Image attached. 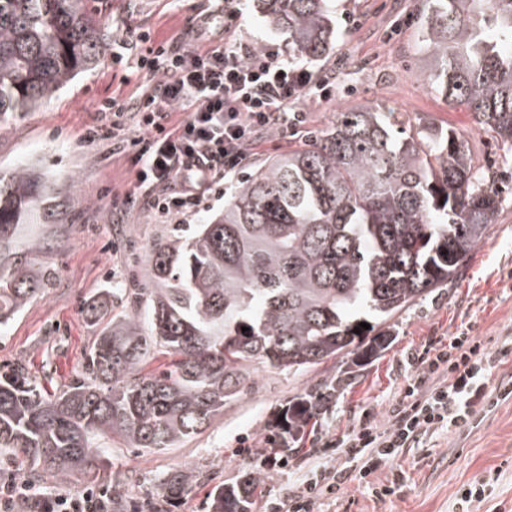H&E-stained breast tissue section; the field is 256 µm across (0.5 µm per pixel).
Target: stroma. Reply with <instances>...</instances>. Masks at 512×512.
<instances>
[{
  "label": "stroma",
  "mask_w": 512,
  "mask_h": 512,
  "mask_svg": "<svg viewBox=\"0 0 512 512\" xmlns=\"http://www.w3.org/2000/svg\"><path fill=\"white\" fill-rule=\"evenodd\" d=\"M93 4L113 40L135 39L147 28L159 40L174 36L188 18L209 7L208 0ZM418 6V0H332V49L311 68L334 69L335 85L327 96H303L294 106L302 122L263 135L248 159L257 162L303 148L343 111L381 105L401 113L407 124L424 118L465 136L477 165L494 174L501 205L486 235L445 286L392 319L389 348L366 366L343 373L331 361L289 375L260 365L251 388L225 406L203 433L176 447L148 451L117 437L100 439L112 475L123 485L127 512H146L152 502L163 504L166 512H211L215 485L238 484L256 468L263 493L255 497L251 512H265L268 498L285 495L292 477L279 468H261L270 453L264 439L278 432L298 397L328 381L336 386L316 417L317 432L304 436L300 451L292 454L295 466L322 454L326 440L348 434L365 411L384 418L414 372L411 355L430 343L465 332L494 351L512 336V147L481 131L469 110L448 102L424 81L429 54L421 40ZM394 25L400 28L395 36L390 33ZM236 34L247 44L288 54L286 37L269 28L258 0H241ZM143 82V76L107 58L42 106L0 116V166L39 164L64 190L58 223L34 228L61 242L43 257L51 278L40 297L0 327V374L22 358L48 391L75 379L97 334L87 315L88 300L115 288L142 287L141 269L156 243L190 236L195 225L211 222L224 209L223 201L214 200L183 223L164 224L139 203L122 211L113 208V195H140L137 168L128 155L113 152L111 142L89 144L82 135L102 100L129 103ZM178 469L191 472L192 481L172 498L165 480ZM398 469L403 487L391 499L378 500L371 489L351 482L341 498L322 504V512H459L461 490L481 480L487 487L479 512H512V398L476 427L443 432L424 447L405 449Z\"/></svg>",
  "instance_id": "stroma-1"
}]
</instances>
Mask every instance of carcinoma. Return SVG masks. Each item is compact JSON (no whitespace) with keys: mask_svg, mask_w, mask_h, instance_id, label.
I'll return each mask as SVG.
<instances>
[{"mask_svg":"<svg viewBox=\"0 0 512 512\" xmlns=\"http://www.w3.org/2000/svg\"><path fill=\"white\" fill-rule=\"evenodd\" d=\"M425 2L424 80L512 145V0ZM260 4L268 25L288 34V60L329 53L330 0ZM106 47L88 0H0V116L37 108L100 66ZM55 192L26 165L0 169V324L49 280L35 256L51 240L30 235L28 224L35 215L54 223ZM499 204L455 130H414L378 107L339 112L308 147L249 172L212 223L153 248L145 271L153 287L128 291L145 317L110 321L81 378L50 395L22 362L0 377V453L34 481L106 485L119 512L122 486L96 439L173 448L238 399L258 364L293 374L330 360L363 366L388 345L381 327L457 272ZM159 356L168 362L144 371ZM334 390L302 399L288 434L305 430L306 408ZM191 479L170 474L169 496ZM259 488L257 471L215 487L213 512H250Z\"/></svg>","mask_w":512,"mask_h":512,"instance_id":"1","label":"carcinoma"}]
</instances>
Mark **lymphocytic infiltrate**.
Returning a JSON list of instances; mask_svg holds the SVG:
<instances>
[{"instance_id": "f902f5d3", "label": "lymphocytic infiltrate", "mask_w": 512, "mask_h": 512, "mask_svg": "<svg viewBox=\"0 0 512 512\" xmlns=\"http://www.w3.org/2000/svg\"><path fill=\"white\" fill-rule=\"evenodd\" d=\"M235 2L219 0L209 13L188 20L178 39L158 43L144 29L128 53H112L115 62L144 73L147 83L131 108L102 101L98 111L110 115V123L87 127L83 137L89 143L111 141L130 154L147 207L157 217H186L198 212L205 198L223 197L225 181L235 176L264 131L287 130L291 109L304 93L330 88L313 70L240 42ZM219 21L222 39L207 43L211 25ZM176 108L189 115L175 124ZM497 361L496 354L467 335L424 349L385 425L364 415L351 433L332 441L335 460L309 457L296 471L293 488L270 499L267 512H314L321 500L336 499L351 481L372 489L381 501L395 495L397 481H379L378 474L393 468L403 449L471 425L479 413L512 397V376L492 377ZM24 505L38 512H109L112 498L103 488L43 493L21 477L0 482V512H17Z\"/></svg>"}]
</instances>
